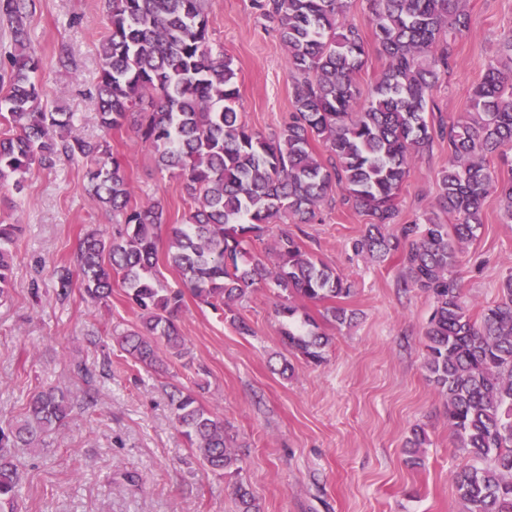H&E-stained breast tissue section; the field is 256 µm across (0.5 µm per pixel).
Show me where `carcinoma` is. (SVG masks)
Here are the masks:
<instances>
[{
	"mask_svg": "<svg viewBox=\"0 0 512 512\" xmlns=\"http://www.w3.org/2000/svg\"><path fill=\"white\" fill-rule=\"evenodd\" d=\"M110 27L101 45L95 86L105 132L128 125L152 146L160 169L181 181L190 203L187 222L171 228L165 264L202 303L221 310L243 334L251 327L235 309L260 284L279 290L280 336L289 350L318 364L330 337L317 322H296L299 299L329 301L323 318L349 324L353 311L339 304L351 284L302 250L286 231L265 255L252 251L270 226L309 224L331 193L368 218L354 249L381 263L393 252L405 285L433 300L424 328L426 368L448 406V425L475 461L453 476L465 512H512V276L501 298L471 315L461 300L457 268L463 246L483 226V200L495 192L512 221V182L495 180L488 156L512 143V36L496 50L469 110L449 123L435 121L434 89L456 56L453 35L466 32V0H371L372 22L386 67L361 103L358 75L367 42L347 17V0H257L271 14L294 75L293 112L275 138L253 130L236 110L239 98L232 59L209 42L205 0H106ZM25 0H0L12 26V44L0 52L9 64L0 97V190L23 189L34 168L84 159L93 197L112 212L118 231H89L79 238L75 264L91 299L112 296L120 277L139 323L117 334L130 356L147 368L162 365L161 350L188 355L177 317L181 288L161 280L158 242L166 224L156 202L136 203L121 160L105 138H85L69 112L41 105L35 82L38 57L24 22ZM448 140V168L441 172L438 212L400 224L399 237L383 229L399 224L395 200L414 158L435 141ZM321 142L323 162L313 150ZM453 218L443 223L438 213ZM19 224H0V302L10 298L13 246ZM64 301L72 271H54ZM175 424L205 469L234 476L237 512H262L243 481L236 438L224 418L202 407L190 391L174 389ZM72 402L60 388L33 393L23 419L0 427V512H18L19 474L14 448H46L68 419Z\"/></svg>",
	"mask_w": 512,
	"mask_h": 512,
	"instance_id": "1",
	"label": "carcinoma"
}]
</instances>
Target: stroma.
I'll return each instance as SVG.
<instances>
[{"instance_id":"1","label":"stroma","mask_w":512,"mask_h":512,"mask_svg":"<svg viewBox=\"0 0 512 512\" xmlns=\"http://www.w3.org/2000/svg\"><path fill=\"white\" fill-rule=\"evenodd\" d=\"M214 50L233 60L237 109L254 130L279 134L293 110V78L274 22L255 0H207ZM471 28L458 35L453 69L435 93L439 118L468 106L498 43L512 33V0H468ZM103 0H30L26 25L41 60V101L74 115L85 137L103 134L87 92L99 75L105 32ZM68 51L69 66L58 63ZM125 163L138 200L159 203L168 224L184 223L188 203L180 181L160 171L155 154L130 128L108 134ZM448 147L417 157L397 196L401 222L433 210ZM85 161L33 169L22 192L0 194V223L23 225L15 243L14 288L0 306V426L20 420L31 394L58 387L74 409L50 448L16 449L21 472L19 512H235L233 482L206 471L174 425L167 392L192 389L208 410L223 415L239 444L242 480L263 512H464L452 484L467 465L448 425V410L429 378L423 329L433 301L402 288L398 258L378 263L355 255L363 215L340 204L323 206L314 223L288 225L303 250L347 279L351 324L323 323L331 342L321 364L289 351L279 335L277 290L256 288L239 310L253 329L239 334L194 296L179 325L192 367L165 361L136 364L114 338L138 314L123 288L108 303L73 286L56 298L52 270L74 260L81 233L112 232V215L89 191ZM484 225L464 246L462 299L472 315L499 299L512 275V223L497 194L483 204ZM289 361V377L278 373ZM94 368L91 381L76 364ZM428 441L420 465L408 464L414 426ZM137 483H127V474Z\"/></svg>"}]
</instances>
